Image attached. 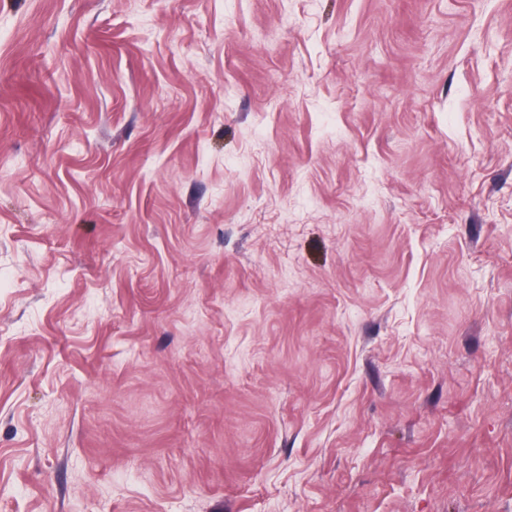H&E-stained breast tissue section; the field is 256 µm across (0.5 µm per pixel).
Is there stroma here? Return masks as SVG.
Returning a JSON list of instances; mask_svg holds the SVG:
<instances>
[{"mask_svg": "<svg viewBox=\"0 0 512 512\" xmlns=\"http://www.w3.org/2000/svg\"><path fill=\"white\" fill-rule=\"evenodd\" d=\"M0 512H512V0H0Z\"/></svg>", "mask_w": 512, "mask_h": 512, "instance_id": "obj_1", "label": "stroma"}]
</instances>
